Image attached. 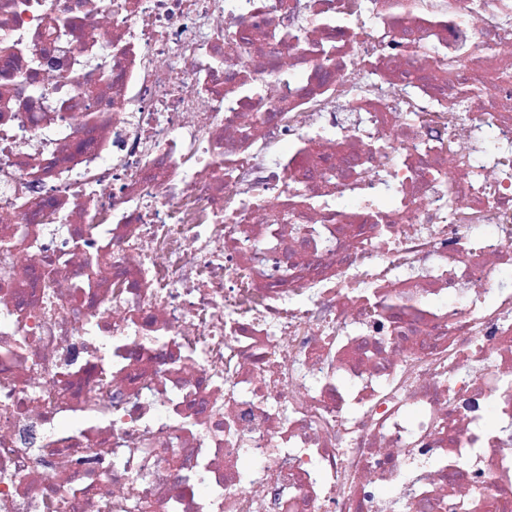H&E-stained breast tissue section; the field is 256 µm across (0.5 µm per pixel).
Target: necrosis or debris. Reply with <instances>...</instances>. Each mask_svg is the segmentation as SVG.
I'll list each match as a JSON object with an SVG mask.
<instances>
[{"label":"necrosis or debris","mask_w":512,"mask_h":512,"mask_svg":"<svg viewBox=\"0 0 512 512\" xmlns=\"http://www.w3.org/2000/svg\"><path fill=\"white\" fill-rule=\"evenodd\" d=\"M1 63L0 512H512V0H0Z\"/></svg>","instance_id":"4bbe7bcc"}]
</instances>
